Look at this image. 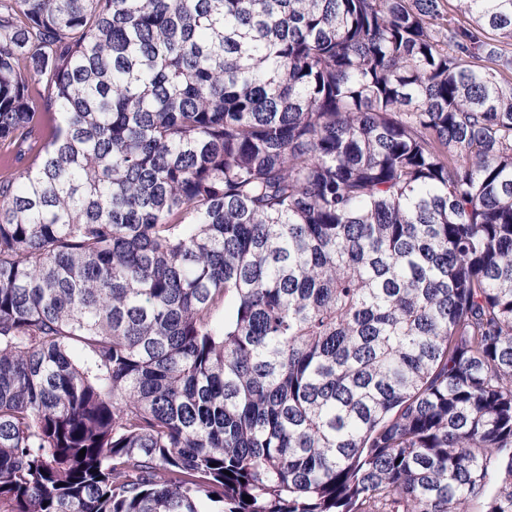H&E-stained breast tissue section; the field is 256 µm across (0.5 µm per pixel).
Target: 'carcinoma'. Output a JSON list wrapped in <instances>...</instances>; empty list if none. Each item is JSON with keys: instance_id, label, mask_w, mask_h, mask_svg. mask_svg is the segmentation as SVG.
<instances>
[{"instance_id": "cac0c4a2", "label": "carcinoma", "mask_w": 512, "mask_h": 512, "mask_svg": "<svg viewBox=\"0 0 512 512\" xmlns=\"http://www.w3.org/2000/svg\"><path fill=\"white\" fill-rule=\"evenodd\" d=\"M457 2L0 0V512H512V0Z\"/></svg>"}]
</instances>
